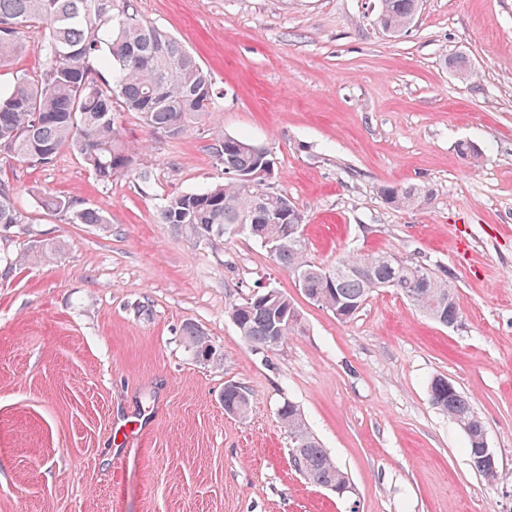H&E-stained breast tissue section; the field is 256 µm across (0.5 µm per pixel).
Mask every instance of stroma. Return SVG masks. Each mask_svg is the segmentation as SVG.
Returning a JSON list of instances; mask_svg holds the SVG:
<instances>
[{"label": "stroma", "instance_id": "1", "mask_svg": "<svg viewBox=\"0 0 512 512\" xmlns=\"http://www.w3.org/2000/svg\"><path fill=\"white\" fill-rule=\"evenodd\" d=\"M138 3L219 93L176 139L117 112L132 162L108 184L67 150L37 169L0 156L23 216L0 225V512H512V0H423L398 35L378 27V0ZM456 55L468 77L448 67ZM222 136L268 149L310 261H419L453 283L457 323L390 288L339 321L247 234L196 241L158 223L162 198L223 181ZM406 184L428 189L427 204L379 194ZM48 195L105 221L71 223ZM269 288L301 316L272 351L228 314ZM189 325L217 359L196 358ZM437 376L483 421L496 480L432 405ZM228 383L247 392V416L225 413ZM288 401L351 493L291 466ZM123 422L140 432L121 452Z\"/></svg>", "mask_w": 512, "mask_h": 512}]
</instances>
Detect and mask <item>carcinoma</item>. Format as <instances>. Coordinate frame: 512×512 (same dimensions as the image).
I'll return each instance as SVG.
<instances>
[{
  "label": "carcinoma",
  "instance_id": "obj_1",
  "mask_svg": "<svg viewBox=\"0 0 512 512\" xmlns=\"http://www.w3.org/2000/svg\"><path fill=\"white\" fill-rule=\"evenodd\" d=\"M421 0H379L377 24L391 33L408 28ZM43 28L48 35L37 45L44 68L22 73L0 89V155L32 167L51 165L64 150L77 154L102 183L130 165V148L120 138L115 109L134 112L152 134L178 138L210 111L216 87L186 45L148 21L138 0H0V67L28 50L26 34ZM224 167V181L200 191L175 193L163 199L158 221L194 238L208 240L254 226L251 237L270 247L276 262L294 277L306 294L321 296L318 304L349 321L373 291L392 288L423 315L441 325L458 320L451 282L418 262L400 263L395 254L377 251L341 258L329 271L308 260L303 236L291 239L287 224H304V215L288 196L248 183L258 172L267 149L232 136L213 147ZM14 185L0 180V224H20ZM380 194L394 208H410L428 197L416 185L383 186ZM48 206L70 215L75 224H104L100 212L53 197ZM330 281L322 282L324 273ZM267 291L233 304L229 313L242 338L252 346L273 350L299 323L278 330L288 312V296L269 301ZM194 354L211 352L210 340L186 328ZM432 404L457 425L465 426L466 450L474 459L486 428L460 391H448L438 378L429 384ZM279 417L298 449L306 478L325 487L347 480L325 448L308 430L292 402Z\"/></svg>",
  "mask_w": 512,
  "mask_h": 512
}]
</instances>
